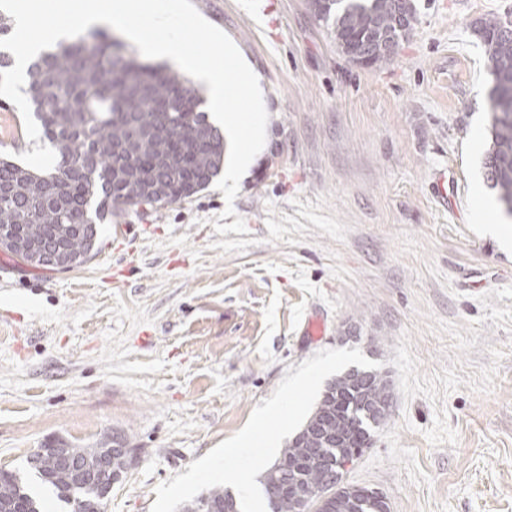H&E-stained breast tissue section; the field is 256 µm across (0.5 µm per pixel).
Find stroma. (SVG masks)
<instances>
[{"mask_svg":"<svg viewBox=\"0 0 512 512\" xmlns=\"http://www.w3.org/2000/svg\"><path fill=\"white\" fill-rule=\"evenodd\" d=\"M192 2L263 91L266 146L230 204L247 231L215 232L229 204L211 184L115 211L67 271L0 251V468L116 437L136 461L106 512H151L288 367L356 348L392 405L347 482L391 512H512V221L484 176L472 30L512 0H415L379 67L350 61L311 0ZM53 154L0 97V156L41 172Z\"/></svg>","mask_w":512,"mask_h":512,"instance_id":"35a3bbf8","label":"stroma"}]
</instances>
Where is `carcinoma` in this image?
Returning <instances> with one entry per match:
<instances>
[{
	"mask_svg": "<svg viewBox=\"0 0 512 512\" xmlns=\"http://www.w3.org/2000/svg\"><path fill=\"white\" fill-rule=\"evenodd\" d=\"M401 0H312L317 17L330 24L346 54H359L366 65L389 62L416 22V7ZM491 63L490 145L483 168L506 213L512 215V20L481 19L474 25ZM28 102L43 136L57 152L53 171L41 175L0 159V227L23 233L37 245L56 241L77 253L91 252L96 222L112 210L130 206L162 207L205 188L224 163V138L201 146L214 132L197 110L195 89L160 68L142 65L102 37L80 38L48 48L28 66ZM143 136L129 142V124ZM391 395L384 373L350 369L333 381L300 436L281 450L287 465L280 480L264 478L270 512H298L288 493V476L298 474L304 489L336 488L339 453L360 455L374 430L389 416ZM65 506L104 503L95 482L73 484L56 468L52 452L39 465L27 464ZM360 512H387L376 491L355 486ZM230 493L214 488L187 512H224ZM17 504L41 512L22 477L0 469V505Z\"/></svg>",
	"mask_w": 512,
	"mask_h": 512,
	"instance_id": "cac0c4a2",
	"label": "carcinoma"
}]
</instances>
